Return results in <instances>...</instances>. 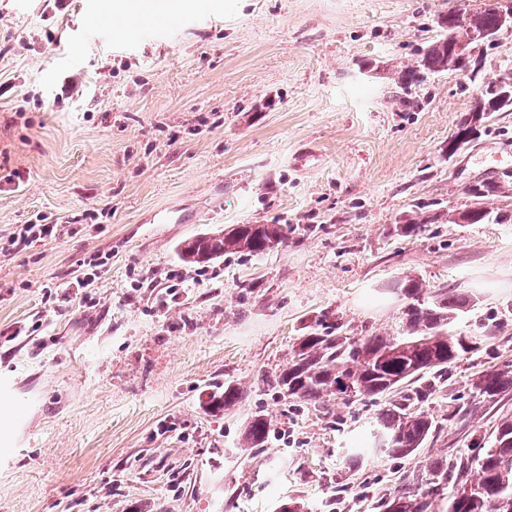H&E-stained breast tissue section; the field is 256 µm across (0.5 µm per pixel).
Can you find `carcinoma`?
<instances>
[{
  "label": "carcinoma",
  "instance_id": "obj_1",
  "mask_svg": "<svg viewBox=\"0 0 512 512\" xmlns=\"http://www.w3.org/2000/svg\"><path fill=\"white\" fill-rule=\"evenodd\" d=\"M445 36L421 53L414 65L400 72L403 86L419 84L434 72L466 68V56L455 50L463 44L472 49L482 42L478 33L492 32V37L512 29L501 24L496 10L485 7L465 19L456 9L442 17ZM512 83V71L487 82L482 101L475 111L478 117L464 118L455 135L470 141L477 122L495 112L512 109V102L502 100L495 87ZM504 192L501 183L483 180L469 185L466 193L484 201ZM507 224L512 215L481 212L469 207L450 219L454 224ZM430 223L415 216L397 225L405 236H414ZM288 242L286 224H235L218 235H202L182 245L181 255L188 264H205L227 254L256 256ZM392 288L406 300L404 336H370L355 339L343 331L340 323L319 322L303 336L288 362L277 374L273 389L306 404H320L326 399L349 393L353 396H390L388 405L376 417L360 457L377 452L389 459L401 460L418 448L439 429V422L422 405L442 389L448 366L479 352H488V335H449L451 318L470 305V299L446 288L431 290L414 276L393 282ZM470 387L484 399L494 400L512 388V366L493 365L473 378ZM242 391L224 383V392L212 395L211 406L221 412L237 406ZM270 425L264 415L251 418L243 437V447L260 448L268 438ZM471 447L478 458L468 454L449 455L433 463L426 478L416 484L403 483L377 501L380 512H430L438 497L448 500V512H512V415L503 417L486 438H474Z\"/></svg>",
  "mask_w": 512,
  "mask_h": 512
}]
</instances>
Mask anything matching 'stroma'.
Returning <instances> with one entry per match:
<instances>
[{"mask_svg":"<svg viewBox=\"0 0 512 512\" xmlns=\"http://www.w3.org/2000/svg\"><path fill=\"white\" fill-rule=\"evenodd\" d=\"M488 2L0 0V512H374L512 414V390H470L512 362V223L449 221L466 186L512 183V112L448 151L480 84L512 71V33L477 48V80L429 75L406 104L397 84L438 16ZM418 205L438 222L402 236ZM22 224L63 233L18 249ZM235 224L288 225V243L182 262L185 240ZM405 275L471 296L452 331L497 327L493 353L426 402L439 435L353 476L387 397L314 407L268 380L321 316L400 335ZM228 381L241 404L211 411ZM258 413L271 432L248 458Z\"/></svg>","mask_w":512,"mask_h":512,"instance_id":"stroma-1","label":"stroma"}]
</instances>
